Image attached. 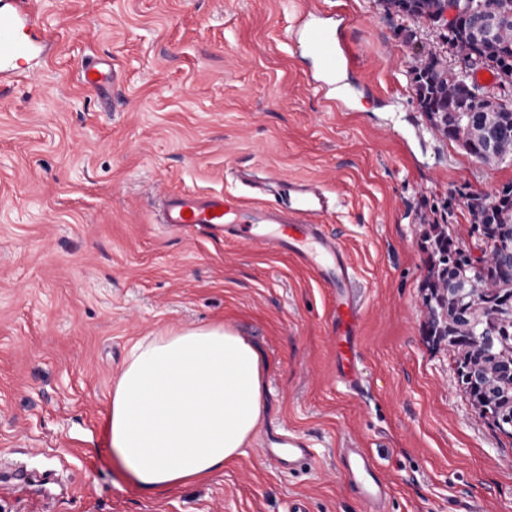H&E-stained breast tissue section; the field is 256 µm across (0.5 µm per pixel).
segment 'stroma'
<instances>
[{
  "mask_svg": "<svg viewBox=\"0 0 512 512\" xmlns=\"http://www.w3.org/2000/svg\"><path fill=\"white\" fill-rule=\"evenodd\" d=\"M52 48L0 95V512H364L339 451L364 448L391 483L386 512H512V438L458 386L426 334L424 233L471 254L462 196L512 186L415 103L419 50L442 29L379 0H34ZM335 29L349 63L324 82L304 22ZM117 72L110 97L79 82ZM234 168L317 179L324 229L364 293L360 384L337 378L333 292L294 256L181 233L167 193L250 199ZM222 322L267 369L246 455L208 482L141 493L112 457L106 417L132 343ZM311 450L288 471L267 451ZM115 77V70L104 60H92L81 70L80 74L82 83L100 92L107 90L111 84L114 85Z\"/></svg>",
  "mask_w": 512,
  "mask_h": 512,
  "instance_id": "stroma-1",
  "label": "stroma"
}]
</instances>
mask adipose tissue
Here are the masks:
<instances>
[{
	"instance_id": "ef3b65f1",
	"label": "adipose tissue",
	"mask_w": 512,
	"mask_h": 512,
	"mask_svg": "<svg viewBox=\"0 0 512 512\" xmlns=\"http://www.w3.org/2000/svg\"><path fill=\"white\" fill-rule=\"evenodd\" d=\"M263 374L256 347L221 323L136 341L112 387L115 458L150 495L210 479L258 433Z\"/></svg>"
}]
</instances>
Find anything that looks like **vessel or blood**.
<instances>
[{"label": "vessel or blood", "mask_w": 512, "mask_h": 512, "mask_svg": "<svg viewBox=\"0 0 512 512\" xmlns=\"http://www.w3.org/2000/svg\"><path fill=\"white\" fill-rule=\"evenodd\" d=\"M39 19L30 0H0V82H7L22 63L42 57L43 43L31 29ZM339 42L332 28L313 25L306 49L319 61L322 73L335 74L342 63ZM116 72L104 60L89 62L81 71L85 85L98 91L114 84ZM329 208L325 189L312 180L288 185V206L244 205L224 194L206 197L183 191L165 195L160 204L161 221L174 228H202L211 234L234 238L267 250L290 254L313 269L335 290L333 320L336 327L337 371L349 386L359 382L358 356L352 342L362 316V293L356 286L351 264L337 239L322 231L320 217ZM345 476L354 486L367 512H385L390 486L373 457L361 448L341 451Z\"/></svg>", "instance_id": "obj_1"}]
</instances>
